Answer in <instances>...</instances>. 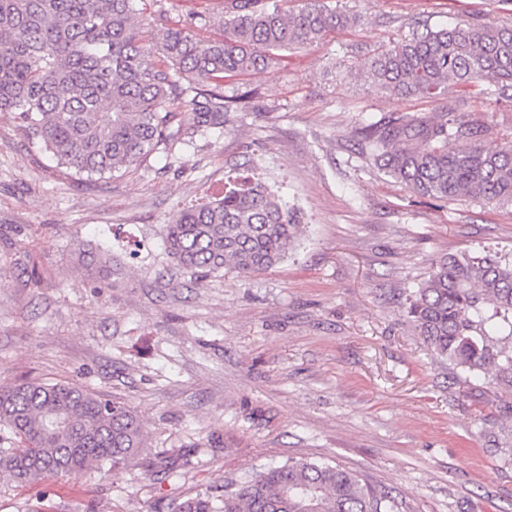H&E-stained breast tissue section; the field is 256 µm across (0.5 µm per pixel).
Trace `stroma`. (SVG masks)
Here are the masks:
<instances>
[{
  "label": "stroma",
  "mask_w": 512,
  "mask_h": 512,
  "mask_svg": "<svg viewBox=\"0 0 512 512\" xmlns=\"http://www.w3.org/2000/svg\"><path fill=\"white\" fill-rule=\"evenodd\" d=\"M362 22L255 75L234 127L173 143L109 179L61 166L0 112V385L69 382L120 400L143 424L147 457L170 469L91 466L35 485L0 471V512H170L222 494L261 465L326 461L390 489L402 512H512V416L483 380L427 348L404 315L436 257L512 252V208L433 201L358 149L381 117L462 121L512 139V105L449 94L389 96L348 76L360 55L418 26L512 22V0H325ZM217 0H143V21L188 22ZM255 158L300 217L273 267L194 284L165 248L184 206L222 195ZM118 273L88 283L77 244Z\"/></svg>",
  "instance_id": "stroma-1"
}]
</instances>
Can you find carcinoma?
Masks as SVG:
<instances>
[{
  "label": "carcinoma",
  "mask_w": 512,
  "mask_h": 512,
  "mask_svg": "<svg viewBox=\"0 0 512 512\" xmlns=\"http://www.w3.org/2000/svg\"><path fill=\"white\" fill-rule=\"evenodd\" d=\"M138 0H0V111L59 164L90 178L140 164L173 141L233 125L241 98L224 79L259 73L284 53L357 26L360 17L320 0H221L188 25L154 35L136 17ZM217 25L221 39L195 30ZM349 75L392 96L440 98L456 88L512 100V26L464 20L428 28L364 56ZM188 102L194 123L172 129L170 107ZM487 129L446 112L436 119L384 116L361 132V152L384 173L435 201L458 197L512 205V142L486 146ZM453 149H448V144ZM296 212L249 176L224 184L221 199L182 208L167 225V254L205 278L230 266L265 270L294 246ZM88 280L112 256L81 248ZM407 320L435 354L465 379H484L501 405L512 395V258L485 251L444 254L413 289ZM0 469L20 484L75 474L88 465L119 468L139 459L138 415L84 387L41 379L0 387ZM171 512H400L392 493L340 465L291 460L255 469L220 502L197 495Z\"/></svg>",
  "instance_id": "cac0c4a2"
}]
</instances>
